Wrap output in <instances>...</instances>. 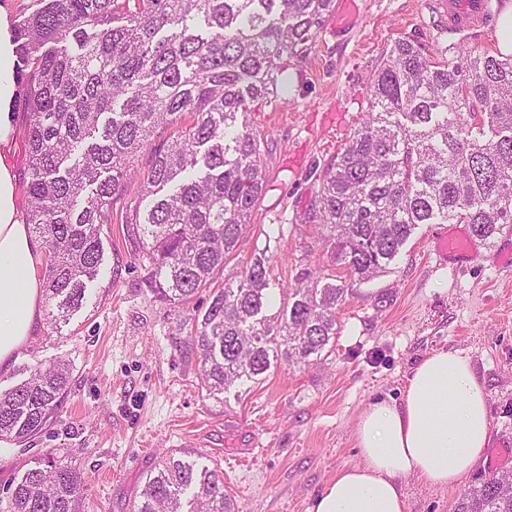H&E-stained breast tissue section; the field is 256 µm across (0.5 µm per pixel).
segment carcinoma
<instances>
[{
    "label": "carcinoma",
    "mask_w": 512,
    "mask_h": 512,
    "mask_svg": "<svg viewBox=\"0 0 512 512\" xmlns=\"http://www.w3.org/2000/svg\"><path fill=\"white\" fill-rule=\"evenodd\" d=\"M335 0H37L13 27L28 113L25 221L45 261L48 318L81 308L102 261L99 227L150 164L126 207L127 235L161 300L209 291L189 341L210 395L257 383L272 365H310L338 334L346 288L322 266L273 291L271 257L219 277L267 188L268 140L250 114L286 100ZM175 128L165 138L161 132ZM307 222L351 282L385 271L421 224H468L487 241L512 225V56L456 47L440 59L395 39L372 74L368 112L316 177ZM67 363L0 390V438L43 431L68 393ZM62 460L7 486L9 512H80ZM134 512H241L216 468L165 452ZM454 512H512V469L492 471Z\"/></svg>",
    "instance_id": "carcinoma-1"
}]
</instances>
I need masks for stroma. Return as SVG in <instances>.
<instances>
[{"label":"stroma","mask_w":512,"mask_h":512,"mask_svg":"<svg viewBox=\"0 0 512 512\" xmlns=\"http://www.w3.org/2000/svg\"><path fill=\"white\" fill-rule=\"evenodd\" d=\"M503 5L486 0L481 26L453 30L442 0H356L347 26L328 19L307 54L289 62L287 103L253 115L270 141L268 189L238 265L267 250L271 281L287 285L325 262L319 229L303 221L315 199L312 172L367 111L381 52L410 35L432 50L460 44L499 53ZM122 216L114 205L101 227L103 261L82 307L60 329L43 326L0 374L7 389L38 367L72 368L69 391L41 436L0 439V491L52 450L82 479V512H131L162 452L176 449L218 467L244 512H306L337 471L356 462L352 433L361 411L399 395L409 370L444 348L471 356L488 395V448L512 468V265L497 261L512 254V230L489 246L475 241L472 260L437 255L435 225H419L386 273L350 284L324 363L280 365L237 397L201 390L198 357L187 345L199 303L175 308L146 286ZM238 456L249 462L231 471ZM403 485L408 512H453L463 492L413 477Z\"/></svg>","instance_id":"stroma-1"}]
</instances>
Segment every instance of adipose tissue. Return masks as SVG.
Segmentation results:
<instances>
[{
  "mask_svg": "<svg viewBox=\"0 0 512 512\" xmlns=\"http://www.w3.org/2000/svg\"><path fill=\"white\" fill-rule=\"evenodd\" d=\"M13 55L10 13L0 4V373L10 370L43 319L44 250L16 204L14 115L6 110L16 89ZM353 436L358 463L339 470L307 512H407L403 477L434 488L461 484L490 439L488 396L470 356L426 355L399 397L368 404Z\"/></svg>",
  "mask_w": 512,
  "mask_h": 512,
  "instance_id": "obj_1",
  "label": "adipose tissue"
}]
</instances>
